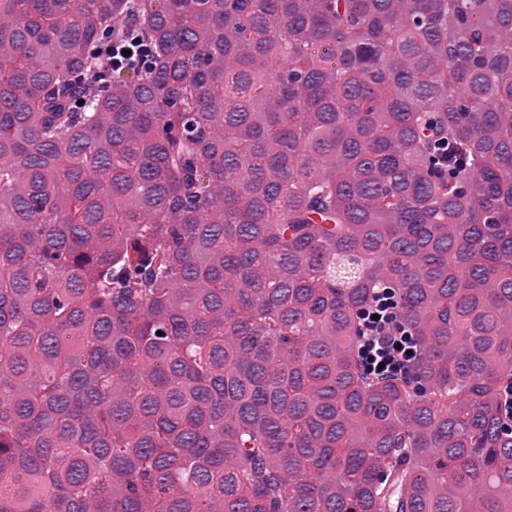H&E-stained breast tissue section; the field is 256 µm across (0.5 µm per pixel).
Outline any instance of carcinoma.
<instances>
[{
    "label": "carcinoma",
    "mask_w": 512,
    "mask_h": 512,
    "mask_svg": "<svg viewBox=\"0 0 512 512\" xmlns=\"http://www.w3.org/2000/svg\"><path fill=\"white\" fill-rule=\"evenodd\" d=\"M509 387L512 0H0V512H512ZM397 301L392 288H380L361 313L360 354L366 369L376 375L404 373L419 355L413 334L401 324L395 312ZM372 315H379L373 319ZM379 363H385L379 368Z\"/></svg>",
    "instance_id": "carcinoma-1"
}]
</instances>
